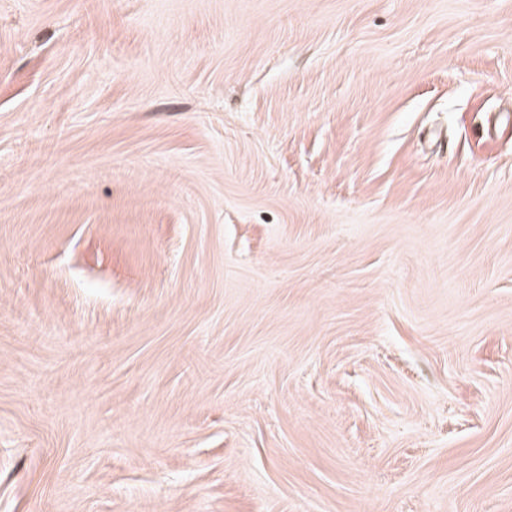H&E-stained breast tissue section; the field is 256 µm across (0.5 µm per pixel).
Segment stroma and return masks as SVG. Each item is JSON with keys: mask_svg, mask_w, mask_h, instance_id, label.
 I'll return each instance as SVG.
<instances>
[{"mask_svg": "<svg viewBox=\"0 0 512 512\" xmlns=\"http://www.w3.org/2000/svg\"><path fill=\"white\" fill-rule=\"evenodd\" d=\"M512 0H0V512H512Z\"/></svg>", "mask_w": 512, "mask_h": 512, "instance_id": "obj_1", "label": "stroma"}]
</instances>
